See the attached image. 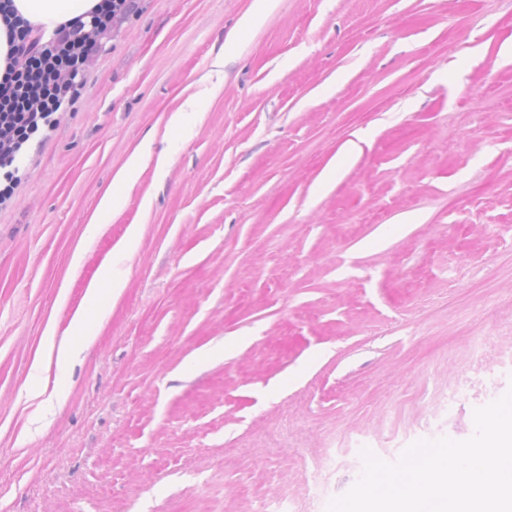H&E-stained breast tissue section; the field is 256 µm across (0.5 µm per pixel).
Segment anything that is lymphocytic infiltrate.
Returning a JSON list of instances; mask_svg holds the SVG:
<instances>
[{
  "label": "lymphocytic infiltrate",
  "instance_id": "lymphocytic-infiltrate-1",
  "mask_svg": "<svg viewBox=\"0 0 512 512\" xmlns=\"http://www.w3.org/2000/svg\"><path fill=\"white\" fill-rule=\"evenodd\" d=\"M138 9V0H98L88 20L50 35L16 22L0 79V207L14 198L33 163L32 146L51 136L83 88L100 46Z\"/></svg>",
  "mask_w": 512,
  "mask_h": 512
}]
</instances>
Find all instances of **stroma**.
<instances>
[{
    "instance_id": "stroma-1",
    "label": "stroma",
    "mask_w": 512,
    "mask_h": 512,
    "mask_svg": "<svg viewBox=\"0 0 512 512\" xmlns=\"http://www.w3.org/2000/svg\"><path fill=\"white\" fill-rule=\"evenodd\" d=\"M252 3L143 0L0 211V512H326L512 387V0ZM141 163V155L139 153H134L131 156L126 169L118 172L113 177L110 187L111 190H107L100 201L99 208L102 212H107L112 208V191H114L115 188H121L133 181L140 170ZM99 285L105 288H98ZM99 285L89 288L88 303L90 307H95L102 294H106L113 301L117 300L125 287L124 274L112 267V264L106 265L100 272ZM88 314L86 311H77L67 329L57 336L55 328H50L47 334V348L50 353L56 352L59 361L70 358L76 347L88 349L91 347L97 336L88 331Z\"/></svg>"
}]
</instances>
